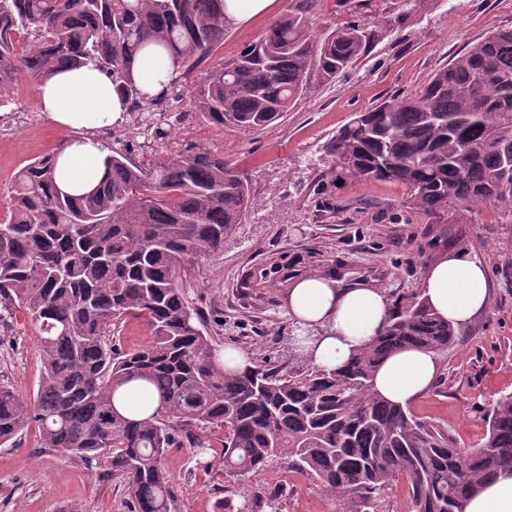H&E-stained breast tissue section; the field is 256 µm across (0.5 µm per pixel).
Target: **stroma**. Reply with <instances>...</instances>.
I'll return each mask as SVG.
<instances>
[{
    "label": "stroma",
    "instance_id": "1",
    "mask_svg": "<svg viewBox=\"0 0 512 512\" xmlns=\"http://www.w3.org/2000/svg\"><path fill=\"white\" fill-rule=\"evenodd\" d=\"M277 0L270 16L228 26L207 62L181 80L182 95L163 106L169 135L159 139L138 114L118 129L98 131L111 148L140 145L175 152L193 145L223 153L246 177L254 206L216 254L195 260L183 284L220 346L288 369L285 340L292 320L284 292L294 279L325 274L367 282L389 303L419 294L425 270L442 253L475 255L486 263L491 303L463 327L458 342L438 356L439 375L411 412L453 438L458 447L481 446L485 418L500 396L512 393V216L493 206L451 204L434 212L414 209L399 184L369 182L342 173L326 151L336 131L356 113L387 98L418 93L426 80L473 41L496 27H512V0H314L312 28L325 36L355 23L376 35L368 52L334 80L312 75L307 90L274 124L254 131L209 125L195 111L192 92L208 70L232 61L244 46L288 10ZM35 85L18 79L1 96L0 218L11 206L14 176L33 158L55 151L69 133L40 112ZM43 371L37 332L24 311L0 325V383L23 396L37 391ZM202 438L212 462L200 469L191 448L171 449L167 464L183 512H213L218 500L269 512H338L339 504L312 476L285 457L242 480L226 477L222 430ZM130 512L123 479L90 469L82 460L40 446L35 430L0 446V512Z\"/></svg>",
    "mask_w": 512,
    "mask_h": 512
}]
</instances>
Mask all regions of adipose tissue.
I'll list each match as a JSON object with an SVG mask.
<instances>
[{"label":"adipose tissue","instance_id":"obj_1","mask_svg":"<svg viewBox=\"0 0 512 512\" xmlns=\"http://www.w3.org/2000/svg\"><path fill=\"white\" fill-rule=\"evenodd\" d=\"M133 76L141 89L159 94L175 76L170 58L156 49L137 58ZM36 101L55 125L72 136L59 151L54 170L58 188L72 196L91 192L106 173L108 151L96 133L125 123L127 106L111 79L94 65L62 67L39 84ZM422 294L442 319L460 327L490 305L487 270L475 257L446 253L432 262L422 281ZM293 320L319 326L323 334L313 354L316 366L339 367L352 351L385 325L386 295L373 285L338 281L309 274L293 282L285 294ZM439 371L435 353L417 349L398 352L378 368L375 391L388 401L408 406L432 386ZM464 512H512V474L498 473L464 505Z\"/></svg>","mask_w":512,"mask_h":512}]
</instances>
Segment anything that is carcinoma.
<instances>
[{
	"mask_svg": "<svg viewBox=\"0 0 512 512\" xmlns=\"http://www.w3.org/2000/svg\"><path fill=\"white\" fill-rule=\"evenodd\" d=\"M224 0H0V90L21 76L35 84L62 66L93 63L144 112L179 95L177 81L149 97L132 68L148 44L189 73L224 42ZM350 24L314 39L294 5L229 63L208 72L194 107L211 125L265 128L303 95L312 71L330 80L370 47ZM357 179L402 184L414 208L492 204L512 214V29H496L436 71L419 93L361 112L326 145ZM56 153L16 174L0 220V322L26 312L44 360L30 400L0 385V446L31 427L41 447L123 478L131 512H182L169 450L224 431L222 463L244 478L285 456L357 510L375 509L406 477L410 512H462L501 470L512 471V394L488 414L479 448L452 439L372 390L379 363L407 348L434 353L460 330L420 296L396 304L384 329L334 370L313 364L314 330H292L284 374L253 361L224 365L220 348L185 296L194 259L224 248L253 207L247 180L224 155L188 146L132 160L111 151L90 193H62ZM145 320L146 345L113 337L125 316Z\"/></svg>",
	"mask_w": 512,
	"mask_h": 512,
	"instance_id": "carcinoma-1",
	"label": "carcinoma"
}]
</instances>
